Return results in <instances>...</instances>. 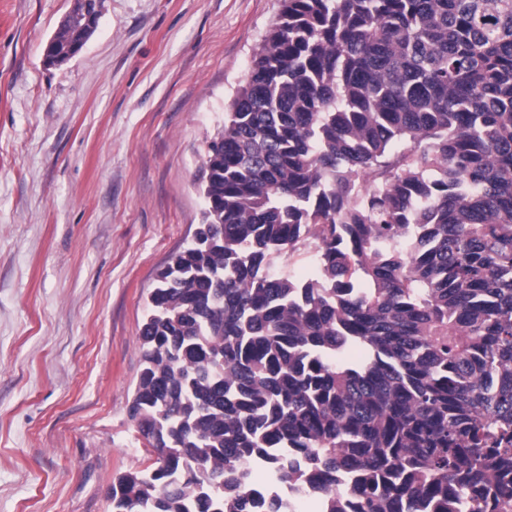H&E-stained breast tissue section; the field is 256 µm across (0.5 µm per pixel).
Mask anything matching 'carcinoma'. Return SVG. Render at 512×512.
Segmentation results:
<instances>
[{
    "mask_svg": "<svg viewBox=\"0 0 512 512\" xmlns=\"http://www.w3.org/2000/svg\"><path fill=\"white\" fill-rule=\"evenodd\" d=\"M200 175L111 512H512V0H281Z\"/></svg>",
    "mask_w": 512,
    "mask_h": 512,
    "instance_id": "1",
    "label": "carcinoma"
}]
</instances>
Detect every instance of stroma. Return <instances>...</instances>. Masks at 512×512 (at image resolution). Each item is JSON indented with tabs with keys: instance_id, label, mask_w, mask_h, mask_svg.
<instances>
[{
	"instance_id": "1",
	"label": "stroma",
	"mask_w": 512,
	"mask_h": 512,
	"mask_svg": "<svg viewBox=\"0 0 512 512\" xmlns=\"http://www.w3.org/2000/svg\"><path fill=\"white\" fill-rule=\"evenodd\" d=\"M0 0V512H108L151 464L128 419L150 293L205 210L207 140L280 0ZM83 1L87 2L70 15L67 20L62 22L58 30L47 41L46 46L49 45L50 55L52 57H69L79 45H85L94 33H89L84 24V10L88 13H94L97 5L102 9L103 0Z\"/></svg>"
}]
</instances>
